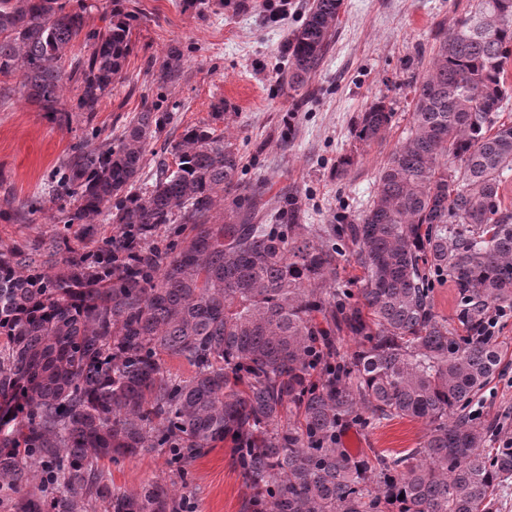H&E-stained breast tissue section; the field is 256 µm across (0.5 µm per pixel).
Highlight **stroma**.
Listing matches in <instances>:
<instances>
[{
  "mask_svg": "<svg viewBox=\"0 0 512 512\" xmlns=\"http://www.w3.org/2000/svg\"><path fill=\"white\" fill-rule=\"evenodd\" d=\"M470 2L343 0L329 47L297 96L281 77L288 72V39L312 0H123L134 16L132 51L93 127L77 116L67 125L53 122L22 96L19 77H0V198L10 197L14 208L11 220H0V240L76 246L79 230L62 224L49 182L73 147L96 149L103 135L120 133L147 107L170 120L147 147L143 183H150L165 142L178 140L186 126L207 124L235 144L239 181L261 186L265 223H287L292 205L306 224L353 220L411 127L414 79L432 58L436 29L463 16ZM173 49L182 64L166 77ZM380 99L393 112L392 126L381 144L361 145L353 138L355 121ZM350 153L354 165L337 177L338 160ZM499 339L505 344L499 371L472 406L485 418L501 417L512 434V318ZM425 432L420 421L396 418L373 429L343 424L338 438L352 435L360 448L400 453L417 447ZM102 469L109 488L135 491L163 479L168 466L155 453ZM189 482L192 512H241L250 494L225 443L193 462Z\"/></svg>",
  "mask_w": 512,
  "mask_h": 512,
  "instance_id": "stroma-1",
  "label": "stroma"
}]
</instances>
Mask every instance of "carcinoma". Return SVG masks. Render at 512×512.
<instances>
[{
  "label": "carcinoma",
  "instance_id": "obj_1",
  "mask_svg": "<svg viewBox=\"0 0 512 512\" xmlns=\"http://www.w3.org/2000/svg\"><path fill=\"white\" fill-rule=\"evenodd\" d=\"M343 0H315L288 40V88L325 52ZM85 5L0 0V76L59 112L64 79L80 81L91 118L131 50L132 16L112 0L103 31ZM88 55L65 70L79 39ZM415 82L412 126L387 156L374 198L347 224H211L220 192L242 195L237 148L208 126L170 144L151 186H136L149 139L169 115L146 108L120 136L75 146L54 189L81 246L0 242V486L9 512H186L175 483L110 489L100 462L167 452L181 481L228 441L251 490L244 512H493L512 486L509 437L463 414L491 381L503 346L482 332L512 307V0H474L434 35ZM393 112L376 101L355 139L382 142ZM116 225L101 237L98 217ZM191 225L174 239L171 225ZM358 299L338 288L348 261ZM449 280L462 328L435 310ZM351 337L358 347L340 351ZM191 367L171 372L165 358ZM394 418L426 425L420 446L359 456L339 427ZM404 498H399V495Z\"/></svg>",
  "mask_w": 512,
  "mask_h": 512
}]
</instances>
